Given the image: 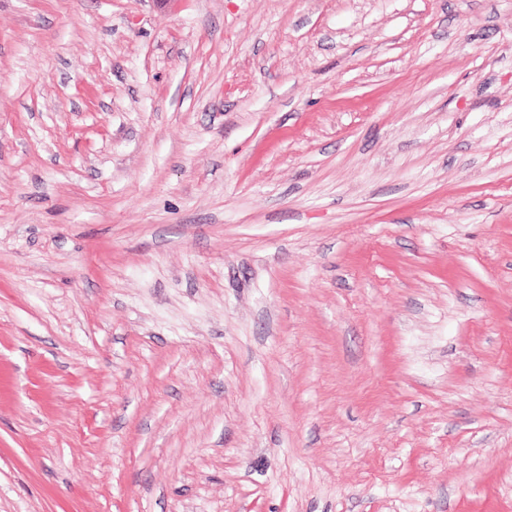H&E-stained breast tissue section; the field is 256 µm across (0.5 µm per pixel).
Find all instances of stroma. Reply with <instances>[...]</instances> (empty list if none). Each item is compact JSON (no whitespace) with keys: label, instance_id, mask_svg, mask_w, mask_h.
I'll return each mask as SVG.
<instances>
[{"label":"stroma","instance_id":"obj_1","mask_svg":"<svg viewBox=\"0 0 512 512\" xmlns=\"http://www.w3.org/2000/svg\"><path fill=\"white\" fill-rule=\"evenodd\" d=\"M0 512H512V0H0Z\"/></svg>","mask_w":512,"mask_h":512}]
</instances>
